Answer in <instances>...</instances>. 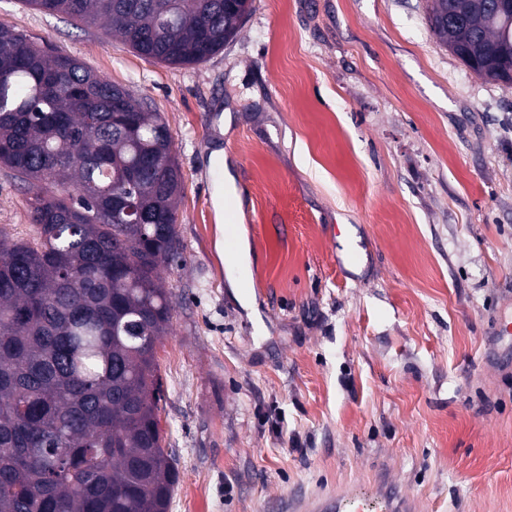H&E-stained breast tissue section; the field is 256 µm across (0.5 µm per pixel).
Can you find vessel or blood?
Instances as JSON below:
<instances>
[{
	"instance_id": "1",
	"label": "vessel or blood",
	"mask_w": 512,
	"mask_h": 512,
	"mask_svg": "<svg viewBox=\"0 0 512 512\" xmlns=\"http://www.w3.org/2000/svg\"><path fill=\"white\" fill-rule=\"evenodd\" d=\"M301 512H406L405 497L388 491L384 480L373 485H349L335 496L300 503Z\"/></svg>"
}]
</instances>
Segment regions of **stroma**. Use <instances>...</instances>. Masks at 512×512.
Instances as JSON below:
<instances>
[{
    "label": "stroma",
    "instance_id": "1",
    "mask_svg": "<svg viewBox=\"0 0 512 512\" xmlns=\"http://www.w3.org/2000/svg\"><path fill=\"white\" fill-rule=\"evenodd\" d=\"M198 65L0 0V26L132 90L183 190L156 346L169 512H289L387 477L410 512H512V86L436 42L425 0H255ZM223 150L227 170L209 157ZM251 255L235 293L215 186ZM0 167V229L31 233ZM360 245L339 270L340 246ZM236 192V187L234 181L229 178L227 182L222 184V187H219L214 192V205L217 211V215L219 220H223V212L224 219H226V248L225 252H230L233 248L232 242L234 239V223H233V215L236 210L235 200L234 199H224L233 195Z\"/></svg>",
    "mask_w": 512,
    "mask_h": 512
}]
</instances>
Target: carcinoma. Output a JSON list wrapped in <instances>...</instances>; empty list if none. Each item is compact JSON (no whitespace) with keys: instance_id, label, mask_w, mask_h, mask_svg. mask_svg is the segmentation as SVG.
I'll return each instance as SVG.
<instances>
[{"instance_id":"cac0c4a2","label":"carcinoma","mask_w":512,"mask_h":512,"mask_svg":"<svg viewBox=\"0 0 512 512\" xmlns=\"http://www.w3.org/2000/svg\"><path fill=\"white\" fill-rule=\"evenodd\" d=\"M27 0L97 21L138 55L197 65L254 0ZM429 0L439 45L512 70V0ZM0 166L34 233L0 230V512H169L155 348L172 317L160 268L180 255L181 172L167 124L125 88L0 27ZM136 202L131 224L114 197ZM102 265L79 281L71 270Z\"/></svg>"}]
</instances>
